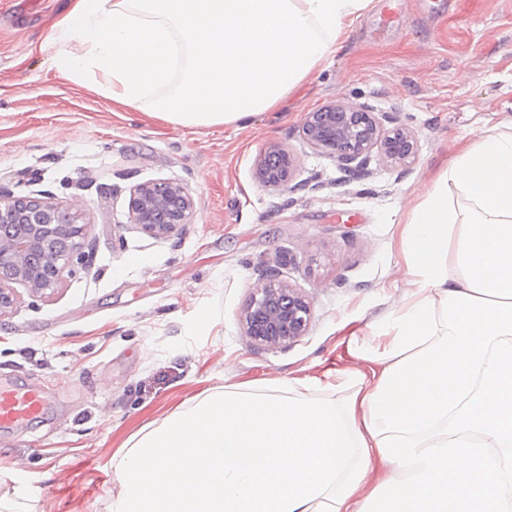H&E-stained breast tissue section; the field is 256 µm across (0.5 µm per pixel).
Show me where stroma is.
I'll use <instances>...</instances> for the list:
<instances>
[{"instance_id": "35a3bbf8", "label": "stroma", "mask_w": 512, "mask_h": 512, "mask_svg": "<svg viewBox=\"0 0 512 512\" xmlns=\"http://www.w3.org/2000/svg\"><path fill=\"white\" fill-rule=\"evenodd\" d=\"M66 8L0 0V188L77 211L93 263L65 270L49 296L20 292L0 316V381L37 387L50 406L0 432V497L31 512H107L112 454L187 398L283 376L335 396L325 369L355 367L349 340L400 302L395 230L408 200L459 144L512 130V0H372L329 62L238 130L174 127L67 80L45 41ZM337 100L406 126L414 162L393 168L374 151L369 177L347 181L301 135L308 112ZM271 141L296 155L297 188L255 180ZM167 178L190 186L191 224L168 241L134 228L113 240L130 188ZM275 262L312 320L288 347L261 349L238 313Z\"/></svg>"}]
</instances>
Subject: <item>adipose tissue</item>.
Returning <instances> with one entry per match:
<instances>
[{"label":"adipose tissue","mask_w":512,"mask_h":512,"mask_svg":"<svg viewBox=\"0 0 512 512\" xmlns=\"http://www.w3.org/2000/svg\"><path fill=\"white\" fill-rule=\"evenodd\" d=\"M372 0H71L67 79L176 127L293 94ZM468 205L449 207L453 193ZM401 306L343 403L312 383L208 389L111 458L108 512H512V132L460 150L399 232ZM387 468L372 478V463Z\"/></svg>","instance_id":"adipose-tissue-1"}]
</instances>
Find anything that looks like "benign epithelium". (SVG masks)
Wrapping results in <instances>:
<instances>
[{
	"mask_svg": "<svg viewBox=\"0 0 512 512\" xmlns=\"http://www.w3.org/2000/svg\"><path fill=\"white\" fill-rule=\"evenodd\" d=\"M380 118L338 101L306 114L302 138L314 150L328 152L346 176L369 174L367 154L381 149L386 162L408 164L417 154V141L406 128L387 129ZM297 161L277 142L267 143L256 159L254 176L264 187H289ZM196 201L181 179L138 183L130 188L129 223L157 240H168L192 223ZM87 225L78 222L70 207L31 195L0 190V316L11 309L21 286L34 297L56 289L65 269L78 264L90 270L84 251ZM245 335L258 346L281 348L305 335L311 322L309 302L281 279L280 267L259 274L249 299L239 313Z\"/></svg>",
	"mask_w": 512,
	"mask_h": 512,
	"instance_id": "7a95c632",
	"label": "benign epithelium"
}]
</instances>
